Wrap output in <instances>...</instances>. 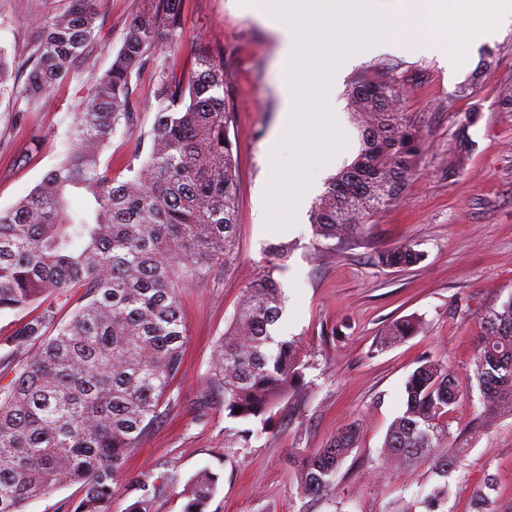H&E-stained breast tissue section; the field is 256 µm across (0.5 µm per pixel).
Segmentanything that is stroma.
<instances>
[{
	"label": "stroma",
	"instance_id": "1",
	"mask_svg": "<svg viewBox=\"0 0 512 512\" xmlns=\"http://www.w3.org/2000/svg\"><path fill=\"white\" fill-rule=\"evenodd\" d=\"M67 0H0V45L24 61L40 34L39 20ZM152 0H102L98 30L88 53L53 94L50 108H29L22 97L0 100V210L25 197L63 157L73 112L89 98L91 73L104 72L121 45L128 22ZM224 60L231 78L224 95L237 109L231 137L239 160V259L231 271L182 288L188 336L182 367L172 384L175 406L124 460L112 494V512H129L130 478L167 464L188 481L201 467L218 476L208 512H399L403 503L426 512L422 499L438 477L430 465L410 470L383 453L389 426L404 408V383L420 360L447 361L464 379L448 414L449 447L466 449L448 476L452 493L438 512H472L486 481L496 490L489 512H512V416L482 415L481 392L470 380L483 317L512 295V110L502 104L512 89V31L476 49L469 67L448 69L415 51L367 55L336 88L346 111L347 83L383 64L409 88L406 109L423 124L425 149L416 174L398 200L344 240L317 238L307 201L303 223H257L258 189L265 176L263 148L279 112L278 47L272 32L241 10L238 0H184L178 52L165 64L187 74L199 46ZM152 73L133 81L134 130L117 136L103 156L121 173L137 151L138 131L149 130L155 102ZM479 115L470 130L465 166L448 169V146L459 113ZM288 246L275 274L286 297L280 334L301 342L308 368L302 391L272 412L262 435L246 448L224 445L230 421L219 396L203 401L205 375L227 319L243 289L263 272L272 245ZM409 244L423 255L407 268L385 267L380 253ZM415 315L422 331L382 349L388 325ZM357 423L359 442L336 475L331 496H304L289 458L326 447L343 426ZM180 486L155 504V512H182Z\"/></svg>",
	"mask_w": 512,
	"mask_h": 512
}]
</instances>
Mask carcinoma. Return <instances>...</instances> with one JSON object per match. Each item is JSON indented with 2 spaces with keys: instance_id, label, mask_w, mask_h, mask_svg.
<instances>
[{
  "instance_id": "obj_1",
  "label": "carcinoma",
  "mask_w": 512,
  "mask_h": 512,
  "mask_svg": "<svg viewBox=\"0 0 512 512\" xmlns=\"http://www.w3.org/2000/svg\"><path fill=\"white\" fill-rule=\"evenodd\" d=\"M101 0H69L41 19L40 41L17 79L0 49V98L20 93L44 104L94 39ZM183 0H154L125 28L104 73L91 74L87 104L73 113L63 159L12 207L0 210V312L25 311L84 290V304L67 321L48 305L0 343V362L14 377L0 386V512H25L50 491L84 489L71 512H110L113 485L126 454L167 416L187 333L178 292L238 259V159L230 137L234 105L224 97V61L202 47L188 77L159 60L175 50ZM153 69L157 103L151 128L128 162L112 175L101 158L119 129L133 126L132 80ZM408 89L374 71L346 90L361 149L332 177L315 204V235L343 240L402 192L423 146L421 123L406 112ZM471 113L458 116L449 164L464 165ZM86 201L70 212L69 196ZM422 254L410 245L379 254L385 265L408 266ZM276 265L244 288L215 346L207 392L242 424L228 447L247 448L273 408L303 386L306 362L298 341L275 338L285 297ZM422 330L411 316L391 324L380 344L392 346ZM490 417L512 414V295L484 317L473 367ZM461 388L448 364L426 358L405 382V408L390 425L384 453L407 466L434 464L441 477L457 467L448 453V411ZM358 427L325 448L294 460L300 491L314 498L335 489L336 474L356 447ZM177 476L167 470L129 479L130 512H154ZM218 476L199 470L184 486L182 512H207Z\"/></svg>"
}]
</instances>
